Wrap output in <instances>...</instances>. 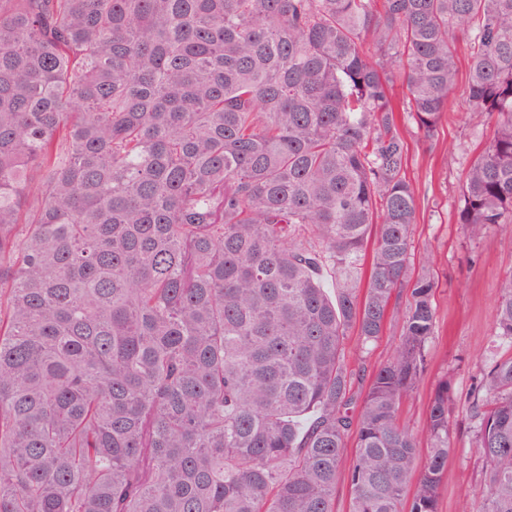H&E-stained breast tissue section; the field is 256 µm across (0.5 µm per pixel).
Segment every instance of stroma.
I'll list each match as a JSON object with an SVG mask.
<instances>
[{"instance_id": "stroma-1", "label": "stroma", "mask_w": 512, "mask_h": 512, "mask_svg": "<svg viewBox=\"0 0 512 512\" xmlns=\"http://www.w3.org/2000/svg\"><path fill=\"white\" fill-rule=\"evenodd\" d=\"M484 131L485 117L469 103L461 84L448 98V112L433 141H422L413 124L401 129L405 171L416 185L419 203L415 262L426 265L437 283V324L427 371L405 403L402 420L418 430L419 442H426L422 428L430 393L438 380L449 379L455 450L448 459L439 512H468L481 494L482 463L473 447L468 397L488 360L508 351L494 339V313L502 280L512 272V224L494 225L482 237L470 239L455 222L464 175ZM399 325V317L389 318L384 336L366 353L358 337L350 336L351 361L369 371L386 362Z\"/></svg>"}]
</instances>
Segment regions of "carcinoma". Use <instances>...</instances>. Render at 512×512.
Returning <instances> with one entry per match:
<instances>
[{
	"label": "carcinoma",
	"mask_w": 512,
	"mask_h": 512,
	"mask_svg": "<svg viewBox=\"0 0 512 512\" xmlns=\"http://www.w3.org/2000/svg\"><path fill=\"white\" fill-rule=\"evenodd\" d=\"M461 35L477 238L512 223V0H0V512H334L346 456L348 512H438L400 126L438 135ZM469 399L475 512H512V352ZM403 309L404 299L399 306V312L392 318L389 316L386 333L370 348L368 353L362 352L358 336L355 334L351 335L347 346L350 360L356 364H362L366 371L370 372L390 359L393 354L395 336L400 325Z\"/></svg>",
	"instance_id": "cac0c4a2"
}]
</instances>
